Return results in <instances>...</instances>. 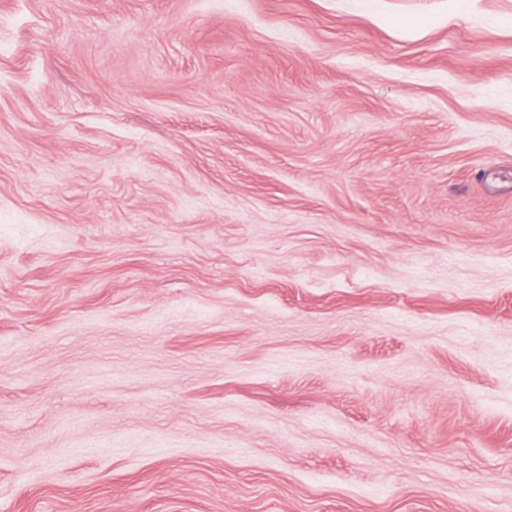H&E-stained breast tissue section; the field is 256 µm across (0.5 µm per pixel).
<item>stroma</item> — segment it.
<instances>
[{"mask_svg":"<svg viewBox=\"0 0 512 512\" xmlns=\"http://www.w3.org/2000/svg\"><path fill=\"white\" fill-rule=\"evenodd\" d=\"M0 512H512V0H0Z\"/></svg>","mask_w":512,"mask_h":512,"instance_id":"1","label":"stroma"}]
</instances>
